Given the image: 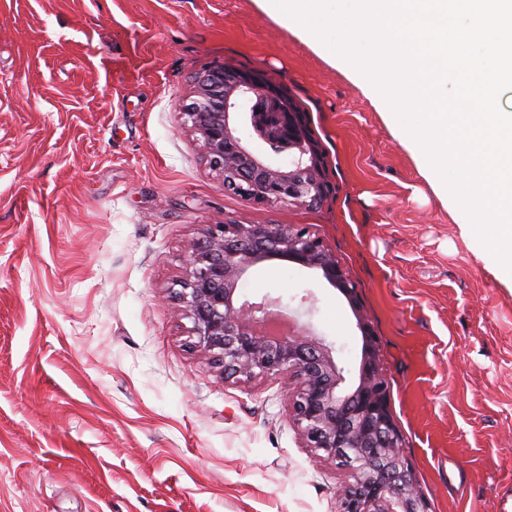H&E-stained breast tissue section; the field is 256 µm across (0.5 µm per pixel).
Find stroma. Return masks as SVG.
<instances>
[{"label": "stroma", "instance_id": "35a3bbf8", "mask_svg": "<svg viewBox=\"0 0 512 512\" xmlns=\"http://www.w3.org/2000/svg\"><path fill=\"white\" fill-rule=\"evenodd\" d=\"M306 112L319 206L225 191L180 107L213 65ZM394 113L257 0H0V512H339L345 469L305 447L288 375L224 382L174 293L212 224H292L331 249L380 345L429 512L512 494V276L441 200ZM246 298L308 301L346 364L352 310L262 263Z\"/></svg>", "mask_w": 512, "mask_h": 512}]
</instances>
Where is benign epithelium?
I'll list each match as a JSON object with an SVG mask.
<instances>
[{
	"label": "benign epithelium",
	"mask_w": 512,
	"mask_h": 512,
	"mask_svg": "<svg viewBox=\"0 0 512 512\" xmlns=\"http://www.w3.org/2000/svg\"><path fill=\"white\" fill-rule=\"evenodd\" d=\"M186 129L203 146L224 188L258 203L313 207L332 192L325 162L306 114L262 73L216 66L193 80L184 106ZM248 129L271 153L243 140ZM273 259L321 272L347 299L361 334L354 383L335 345L304 325L293 335L268 336L258 324L276 314L280 299L252 303L239 286L254 267ZM186 277L176 299L192 322L195 345L224 379L291 375L288 406L308 448L351 473L340 486V512H428L414 485L390 410L379 364V341L336 255L307 230L291 224H212L185 249Z\"/></svg>",
	"instance_id": "obj_1"
}]
</instances>
